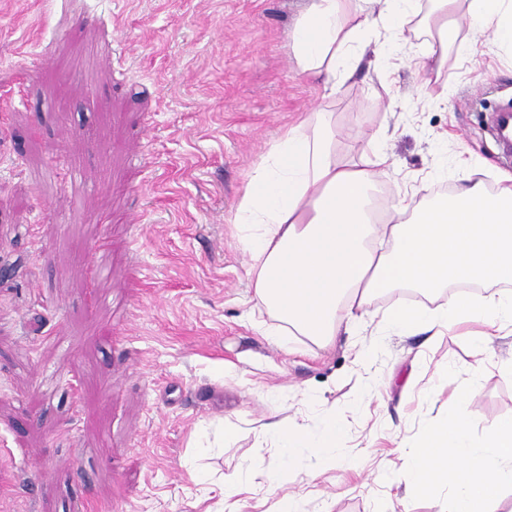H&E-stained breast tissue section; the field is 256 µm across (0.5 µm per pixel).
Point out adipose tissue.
<instances>
[{
    "label": "adipose tissue",
    "instance_id": "adipose-tissue-1",
    "mask_svg": "<svg viewBox=\"0 0 512 512\" xmlns=\"http://www.w3.org/2000/svg\"><path fill=\"white\" fill-rule=\"evenodd\" d=\"M307 0L294 26L289 50L299 67L324 77L332 95L337 78L348 77L364 30L378 24L400 33L421 22L433 57L456 44L462 21L484 25L494 41L512 48V0ZM388 158L377 139L360 153L338 155L330 113H309L288 127L251 176L234 222L250 256V315L268 317L272 336H305L320 343L337 332L338 316L354 331L371 298L392 288L429 295L449 289L445 306L399 308L388 332L408 335L475 322L492 329L512 325V173L496 177L495 189L461 178L447 196L423 205L392 206L386 223L369 220L370 188ZM386 240L390 249L379 248ZM461 285L490 287L479 299H460ZM461 395L446 423L427 428L419 447L404 455L401 479L415 493L440 485L452 489L447 512H493L500 489L512 487V417L499 421L483 443H474L475 414ZM280 450V467L267 479L282 481L284 465H323L343 448L345 432L335 414L309 429L286 418L262 426Z\"/></svg>",
    "mask_w": 512,
    "mask_h": 512
}]
</instances>
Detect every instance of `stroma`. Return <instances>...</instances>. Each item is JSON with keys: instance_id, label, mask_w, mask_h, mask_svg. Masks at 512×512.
Segmentation results:
<instances>
[{"instance_id": "obj_1", "label": "stroma", "mask_w": 512, "mask_h": 512, "mask_svg": "<svg viewBox=\"0 0 512 512\" xmlns=\"http://www.w3.org/2000/svg\"><path fill=\"white\" fill-rule=\"evenodd\" d=\"M304 5L0 0V512H280L264 475L278 451L258 427L284 412L313 429L328 409L345 446L320 473L289 469L297 512H443L448 488L386 480L400 447L446 422L460 391L475 394L474 441L512 416V330L384 331L392 308L435 309L447 292L377 293L360 334L325 346L281 348L251 325L233 218L301 114L354 129L341 154L381 135L382 208L437 198L462 158L490 189L512 172L475 110L512 106V50L466 22L425 72L422 26L395 41L372 27L327 98L288 52ZM371 342L376 359L357 365ZM194 464L251 488L225 499Z\"/></svg>"}]
</instances>
